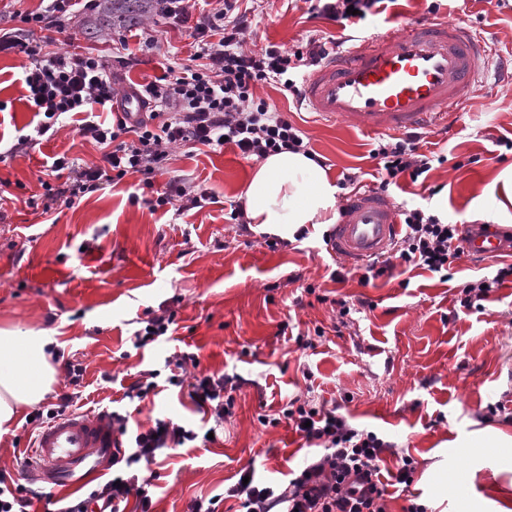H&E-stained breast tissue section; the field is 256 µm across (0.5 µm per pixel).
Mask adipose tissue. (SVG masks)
Instances as JSON below:
<instances>
[{
  "label": "adipose tissue",
  "mask_w": 512,
  "mask_h": 512,
  "mask_svg": "<svg viewBox=\"0 0 512 512\" xmlns=\"http://www.w3.org/2000/svg\"><path fill=\"white\" fill-rule=\"evenodd\" d=\"M339 189L325 168L303 153L284 151L263 159L245 191L248 223L293 239L307 225L336 221ZM56 342L44 331L0 328V435L9 432L22 408L41 402L58 375Z\"/></svg>",
  "instance_id": "adipose-tissue-1"
}]
</instances>
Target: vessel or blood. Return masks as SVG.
Returning <instances> with one entry per match:
<instances>
[{
  "label": "vessel or blood",
  "mask_w": 512,
  "mask_h": 512,
  "mask_svg": "<svg viewBox=\"0 0 512 512\" xmlns=\"http://www.w3.org/2000/svg\"><path fill=\"white\" fill-rule=\"evenodd\" d=\"M483 52L480 35L457 21L413 18L401 31L375 34L367 47L348 45L305 76L301 95L319 117L349 121L363 133L424 128L471 101ZM400 230L399 212L386 197L360 193L344 203L327 251L359 266L387 252ZM465 249L494 257L503 245L488 233L471 237ZM112 439L105 420L80 413L55 419L34 442L39 477L61 485L76 472L93 473Z\"/></svg>",
  "instance_id": "vessel-or-blood-1"
}]
</instances>
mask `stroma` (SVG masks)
<instances>
[{"label":"stroma","mask_w":512,"mask_h":512,"mask_svg":"<svg viewBox=\"0 0 512 512\" xmlns=\"http://www.w3.org/2000/svg\"><path fill=\"white\" fill-rule=\"evenodd\" d=\"M438 15L460 18L485 40L477 98L448 122L423 130L421 152L444 156V163L423 181L399 179L388 198L396 207L419 206L453 223L485 224L501 233L505 227L494 222L493 212L498 176L512 167V83L504 73L512 58V9L486 0H443ZM143 27L158 30L160 49L141 51L132 30L122 37L114 31L89 36L79 21L58 34L55 47L133 56L135 65L118 70L121 96L191 53L186 29L158 16ZM315 30L342 32L336 23L309 17L304 0H263L255 44L289 49ZM24 63L22 56L0 52L5 150L38 121L22 98ZM292 113L333 179L357 168L365 189L373 188L376 136L327 123L306 109ZM62 154L90 165L101 161L100 149L70 119L26 152L0 160V327L46 331L59 344V364L78 362L85 369L77 389L59 372L38 410L71 394L75 412L91 417L117 410L134 424L165 415L198 427L205 415L168 385V360L192 352L200 370L244 381L223 440L167 451L154 464L151 512H188L193 500L215 496L217 512H236L237 501L225 499L224 490L250 468L257 482L284 489L289 473L314 453L276 419L296 396L344 403L358 428L417 460L409 489L389 487L387 512H404L429 489L442 512H497L512 505V446L496 444L500 436L512 437V280L479 307L460 304L464 283L511 264V249L494 258L462 255L445 280L399 265L376 278L355 268L337 282L331 274L338 262L325 249L324 227L309 228L302 241L274 251L260 231L238 235L232 212L243 204L257 162L234 145L216 152L173 149L156 182L185 175L213 197L202 210L184 212L152 208L137 174L71 207L45 213L28 206V197L42 194L40 180L53 157ZM336 300L361 305L343 327L333 310ZM162 305L175 310L177 329L166 340L134 348V331ZM318 327L324 334L313 347L299 345L298 336ZM149 368L159 370L162 392L142 402L127 399L138 371ZM491 404L499 408L492 417ZM264 415L269 424H261ZM36 435L23 418L0 435V471L43 492L28 512H52L53 501L82 496L89 479L74 474L66 488L36 479L30 466Z\"/></svg>","instance_id":"1"}]
</instances>
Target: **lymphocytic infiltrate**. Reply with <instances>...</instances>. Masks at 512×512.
<instances>
[{
	"label": "lymphocytic infiltrate",
	"instance_id": "1",
	"mask_svg": "<svg viewBox=\"0 0 512 512\" xmlns=\"http://www.w3.org/2000/svg\"><path fill=\"white\" fill-rule=\"evenodd\" d=\"M99 2L41 0L37 10L13 12L12 26L0 31V51L26 57L23 98L40 117L33 133L20 136L11 153L36 144L62 116L76 114L82 117L80 135L102 151L98 165L64 156L53 160L49 179L41 183L44 210L57 204L73 206L86 194L133 173L141 174L143 187L154 191L155 206L203 208L210 195L189 179L174 175L164 185L154 183L176 146L214 150L230 142L244 157L259 159L284 150L308 152L304 133L287 113L256 97L255 87L274 82L298 95L302 74L339 54L342 38L311 36L288 51L274 43L249 51L245 45L255 36L252 18L258 0H160L161 17L189 29L193 62H172L162 80L133 85L144 112L132 122L127 113L115 110V74L104 56L54 49L56 33L77 15L94 12ZM387 9L388 0H309L308 13L368 36ZM420 140V133L408 132L378 141L373 150L380 170L377 192H389L404 176L418 181L431 170L433 159L420 152ZM471 233L470 226L441 222L423 209H402L401 231L389 256L373 261L367 270L379 277L401 261L412 268L445 272L452 260L463 255L462 243ZM188 363L198 367L200 361L192 353L180 355L169 384L187 387L195 405L211 414L216 428H223L232 414L240 379L198 372L187 380L179 370ZM282 415L318 447V455L289 478L283 491L239 482L225 490V497L238 499L243 512H386L388 485L381 479V465L392 443L354 426L338 408L308 398L290 399ZM106 419L114 435L108 461L111 478L59 512H88L92 503L99 512H122V504L132 497L137 498L140 512H149L151 482L140 479L135 467L153 463L161 450L209 441L206 431L167 417L154 418L145 430L130 428L129 415L116 410Z\"/></svg>",
	"mask_w": 512,
	"mask_h": 512
}]
</instances>
